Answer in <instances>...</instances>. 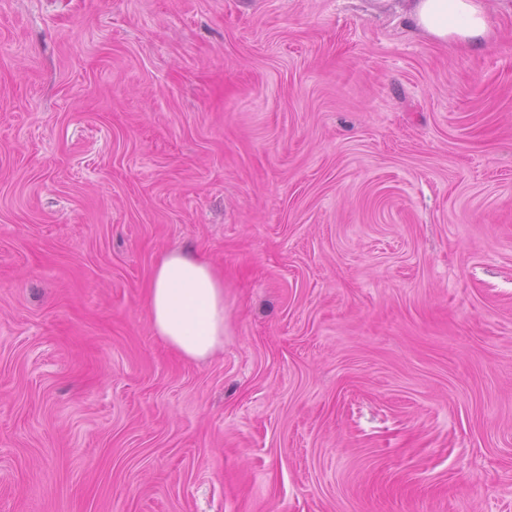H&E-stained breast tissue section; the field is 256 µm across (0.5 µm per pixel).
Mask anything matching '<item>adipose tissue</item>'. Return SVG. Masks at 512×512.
Returning a JSON list of instances; mask_svg holds the SVG:
<instances>
[{"mask_svg":"<svg viewBox=\"0 0 512 512\" xmlns=\"http://www.w3.org/2000/svg\"><path fill=\"white\" fill-rule=\"evenodd\" d=\"M410 24L428 37L482 50L489 33L484 0H412ZM152 329L190 361L206 359L224 344V278L191 249H174L157 261L146 292Z\"/></svg>","mask_w":512,"mask_h":512,"instance_id":"ef3b65f1","label":"adipose tissue"}]
</instances>
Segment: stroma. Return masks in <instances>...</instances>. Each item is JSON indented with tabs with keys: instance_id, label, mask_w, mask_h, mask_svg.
I'll use <instances>...</instances> for the list:
<instances>
[{
	"instance_id": "1",
	"label": "stroma",
	"mask_w": 512,
	"mask_h": 512,
	"mask_svg": "<svg viewBox=\"0 0 512 512\" xmlns=\"http://www.w3.org/2000/svg\"><path fill=\"white\" fill-rule=\"evenodd\" d=\"M403 4L0 0V512H512V0ZM407 18L428 37L471 51L485 47L489 16L485 0H410ZM152 329L190 361L224 346V276L193 249H174L157 261L146 292Z\"/></svg>"
}]
</instances>
